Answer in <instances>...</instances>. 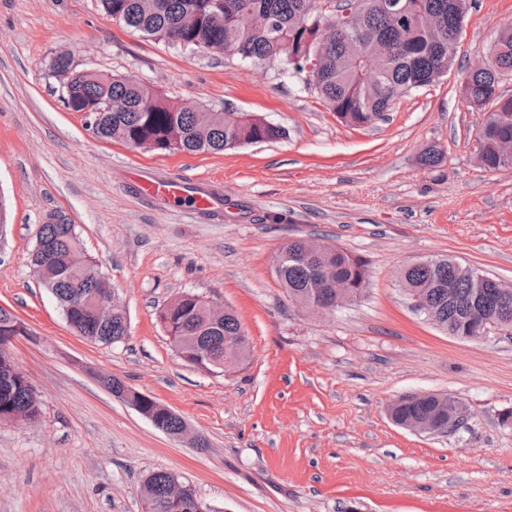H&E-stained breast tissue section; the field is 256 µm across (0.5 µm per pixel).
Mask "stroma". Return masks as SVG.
Returning <instances> with one entry per match:
<instances>
[{
	"label": "stroma",
	"instance_id": "stroma-1",
	"mask_svg": "<svg viewBox=\"0 0 512 512\" xmlns=\"http://www.w3.org/2000/svg\"><path fill=\"white\" fill-rule=\"evenodd\" d=\"M511 21L512 0H478L448 73L352 127L280 63L147 38L99 0H0V306L28 327L11 353L42 403L36 423L0 425V512H141V481L157 470L183 476L212 512H512V339L448 336L397 278L445 255L512 286V168H483L486 115L460 95ZM62 52L285 135L198 155L99 140L61 100L50 64ZM430 148L442 162L420 165ZM138 174L200 183L214 204L144 195ZM54 215L111 279L125 342L78 336L38 280L30 256ZM298 238L365 258L362 296L325 317L291 302L274 263ZM184 292L236 312L246 362L210 374L177 357L158 312ZM103 375L169 407L208 448L153 427ZM428 392L462 402L455 433L389 419L393 400Z\"/></svg>",
	"mask_w": 512,
	"mask_h": 512
}]
</instances>
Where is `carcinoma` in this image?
Here are the masks:
<instances>
[{"instance_id":"cac0c4a2","label":"carcinoma","mask_w":512,"mask_h":512,"mask_svg":"<svg viewBox=\"0 0 512 512\" xmlns=\"http://www.w3.org/2000/svg\"><path fill=\"white\" fill-rule=\"evenodd\" d=\"M112 20L155 40H164L212 54H228L242 61L277 60L314 87L327 108L340 122L366 126L390 111L396 101L412 90L436 82L453 64L449 49L460 37L463 24L477 0L450 8V0H401L404 21L385 12L381 0H363L364 13L356 20L343 18L335 10L320 12L317 0H100ZM357 28L371 46L384 48L381 74L374 83L363 78L362 63L348 51L347 33ZM496 53L491 71L471 70L461 93L464 99L482 104L493 96L505 74H512V24L504 27L490 48ZM320 55L321 66L307 73L305 64ZM52 70L60 82L62 102L76 111L88 105L102 106L112 98L126 105L122 112H106L96 138L119 141L131 148L153 151L179 150L189 154H220L244 144L271 142L285 131L258 115L225 117L207 107L186 108L156 95L150 88L132 84L118 75L87 70L77 73L71 58H56ZM512 134V98L489 118L479 131L483 166L502 168L497 138ZM31 263L45 269L44 286L58 302L70 328L94 344L120 343L129 336L126 313L98 321L95 303L105 294L109 278L81 249L75 225L62 220L42 225ZM318 242L295 239L278 252L274 271L289 300L295 302L318 293L329 296L316 278ZM325 260L336 278L348 288L369 281L368 262L363 257L329 244ZM456 261L436 256L404 265L398 272L402 287L420 290L431 304L443 331L453 336L461 330L464 311L474 301L475 282L456 276ZM454 282L456 297L448 300V282ZM158 320L166 335L175 339L176 355L189 367L220 373L224 345L238 344V360L250 354L249 342L233 311L213 320L205 314L202 299L186 293L171 308H162ZM26 324L11 310L0 307V423L20 424L41 416L39 395L13 361L11 336H26ZM438 393L409 394L402 403L389 406L401 424L430 416L438 405ZM171 436L179 433L184 419L157 401L143 403ZM184 486L181 502L166 498L173 481ZM142 512H199L193 486L172 471L148 473L140 486Z\"/></svg>"}]
</instances>
